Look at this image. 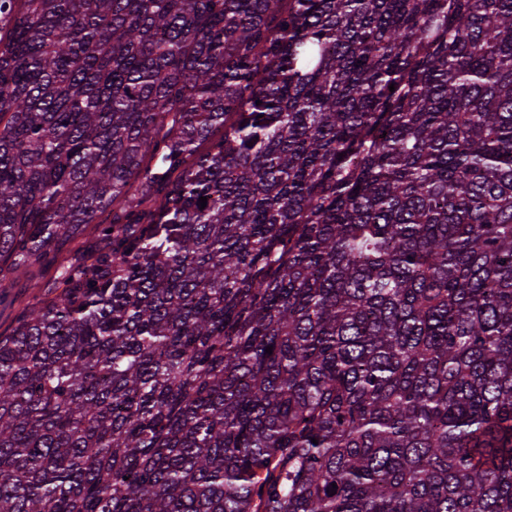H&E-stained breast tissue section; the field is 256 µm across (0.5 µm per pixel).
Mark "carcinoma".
<instances>
[{
	"mask_svg": "<svg viewBox=\"0 0 512 512\" xmlns=\"http://www.w3.org/2000/svg\"><path fill=\"white\" fill-rule=\"evenodd\" d=\"M86 224L0 512H512V0H0V289Z\"/></svg>",
	"mask_w": 512,
	"mask_h": 512,
	"instance_id": "obj_1",
	"label": "carcinoma"
}]
</instances>
